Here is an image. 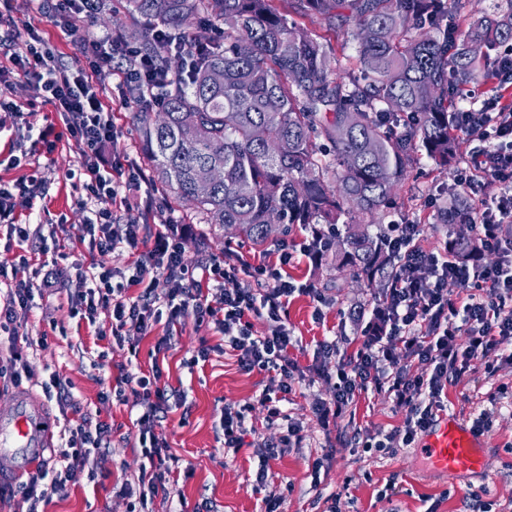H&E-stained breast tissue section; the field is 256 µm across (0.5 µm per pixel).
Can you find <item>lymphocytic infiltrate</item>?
Listing matches in <instances>:
<instances>
[{"instance_id":"1","label":"lymphocytic infiltrate","mask_w":512,"mask_h":512,"mask_svg":"<svg viewBox=\"0 0 512 512\" xmlns=\"http://www.w3.org/2000/svg\"><path fill=\"white\" fill-rule=\"evenodd\" d=\"M18 2L0 0V35L8 44L7 52L0 55V109L20 112L15 94L16 82L22 79L34 87L42 105L57 112L81 158L82 188L89 205L80 227L81 238L98 251L121 248L133 257L126 270L99 265L79 271L82 289L72 299L69 315L92 326L99 311H110L113 346L133 355L155 324L165 322L168 329L150 352L148 371L124 368L115 378V392L133 397L140 448L137 480L122 485V496L136 499L144 508L167 491L166 476L174 455L159 429L171 410V400L179 398L180 392L160 386L163 371L159 357L172 347L171 329L182 327L186 319L217 326L236 351L243 372L270 373L269 386L255 401L225 407L223 415L224 447L228 450L240 447L255 409H263L268 422L285 420L286 433L280 441L264 444L269 458L274 457L275 447L298 445L304 439L300 423L284 419L279 407L299 372H306L310 381L334 384L332 400L316 409L317 421L325 430L347 412L362 391L371 388L391 398L396 409L405 413L402 425L360 441L364 450L381 452L410 446L435 423L437 414L445 409L443 393L468 373L471 357L481 356L490 368L498 362L512 363V349L505 345L512 338V102L505 101L503 93L485 98L478 112L456 106L454 126L455 131L476 136L480 143L470 163L459 169L458 183L469 186L488 176L500 185L493 202L476 210L473 218L484 248L497 252V262L490 266L461 263L452 253L423 249L417 242L418 225H389L386 244L394 276L363 327L356 352L337 358L335 342L324 340L318 343L311 365L302 369L288 353L294 342L288 325L289 299L298 291L322 305L327 299L318 289L290 281L286 268L298 254L317 259L311 241L280 243L279 261L274 265L251 264L230 249L223 260L193 267L185 258V237L174 225H156L153 234L147 235L138 222L114 224L112 215L120 190H140L145 173L130 162L125 167V183L103 174L102 152L114 137L103 90L115 81L124 90L147 88L158 101L162 84L150 59L114 32L97 40L89 65L63 63L35 26L17 30L14 15ZM37 2L38 13L51 17L64 36L73 39L78 21L93 18L102 0ZM40 185L34 174L13 186L0 183V220H7V235L17 244L29 242L30 230L27 225L10 223L14 199H34ZM158 275L169 284L161 294L153 285ZM205 279L212 283L216 303H208L203 294L201 282ZM230 281L235 282V289H227ZM452 282L466 290L461 301L448 297L447 286ZM0 285L6 288L5 302L0 305V330L9 335L7 361L12 379L36 380L37 372L23 352L34 346L46 347L47 338L28 336L23 327L35 294L44 293L51 283L43 278L41 268L32 267L22 255L11 264H0ZM255 317L269 323L270 334H255L251 323ZM111 435L112 427L105 422L92 434L79 427L72 429L68 448L61 451L55 465L40 467L23 483L25 512H39L40 505L64 495L80 475L95 479Z\"/></svg>"}]
</instances>
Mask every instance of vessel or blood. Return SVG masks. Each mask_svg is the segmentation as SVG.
Returning a JSON list of instances; mask_svg holds the SVG:
<instances>
[{
	"label": "vessel or blood",
	"instance_id": "obj_1",
	"mask_svg": "<svg viewBox=\"0 0 512 512\" xmlns=\"http://www.w3.org/2000/svg\"><path fill=\"white\" fill-rule=\"evenodd\" d=\"M57 426L41 401L28 393H17L10 408L0 411V483L33 472L52 447ZM420 453L429 466L454 476L473 474L481 468L479 437L453 415L427 431Z\"/></svg>",
	"mask_w": 512,
	"mask_h": 512
}]
</instances>
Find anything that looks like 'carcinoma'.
<instances>
[{"mask_svg": "<svg viewBox=\"0 0 512 512\" xmlns=\"http://www.w3.org/2000/svg\"><path fill=\"white\" fill-rule=\"evenodd\" d=\"M467 0H128L138 47L164 83L156 107L133 90L156 182L194 208L198 224L264 246L298 224L325 241L329 268L387 282L377 218L419 153L446 167L457 153L458 87L504 69L491 51L512 42V0L465 32L448 19ZM354 45L335 49L302 21ZM224 25L215 48L185 71L198 40ZM223 173L210 191L197 184ZM465 199L440 212L461 228L448 241L465 262L484 258Z\"/></svg>", "mask_w": 512, "mask_h": 512, "instance_id": "carcinoma-1", "label": "carcinoma"}]
</instances>
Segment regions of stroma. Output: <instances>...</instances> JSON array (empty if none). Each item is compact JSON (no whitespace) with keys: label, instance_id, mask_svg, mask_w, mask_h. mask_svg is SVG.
I'll return each mask as SVG.
<instances>
[{"label":"stroma","instance_id":"35a3bbf8","mask_svg":"<svg viewBox=\"0 0 512 512\" xmlns=\"http://www.w3.org/2000/svg\"><path fill=\"white\" fill-rule=\"evenodd\" d=\"M19 29L36 25L41 35L60 52L63 60L85 59L92 53L94 40L109 32V25L95 20L80 24L74 41L60 39L49 19L39 17L36 9L21 8L15 15ZM116 85L107 86L103 98L112 108L115 138L106 157L115 161L123 157H142L139 137L138 106L134 101H120ZM19 99L34 103V111L18 115L0 110V182L10 184L39 166L44 184L42 195L34 203L16 199L14 221L29 225L35 237L52 245L58 257L56 290L53 295L35 301L27 319L30 336L47 334L48 345L31 355L39 377L59 372L71 387L74 400L87 410L86 430L98 422L109 423L112 440L109 452L99 467L96 481L80 479L68 487L65 497L53 498L45 512H129V499L118 493L121 483L133 479L137 458L135 428L130 404L107 396V383L101 374L119 371L130 360L149 368V352L164 325H156L153 334L139 345L138 357L128 350L111 349L108 341L98 339L86 322L71 319L68 309L80 284L77 271L91 264L126 266L128 255L122 251L99 253L78 238V229L86 219V209L73 174L80 171V158L74 142L55 113L36 106L32 88L20 89ZM53 126L56 147L45 145L30 135V128ZM27 155L28 165L15 167L12 156ZM456 164L440 169L430 159H421L402 181L395 212L389 220L395 224L414 223L420 227L419 243L430 251H443L453 228L438 223L437 211L455 193ZM147 189L156 193L157 207L145 216L146 224L167 222L178 225L189 238L186 259L196 264L203 258H223L224 233L207 224L195 223L191 206L174 201L168 191L157 189L148 181ZM289 274L298 282L311 283L326 296L325 306L312 297L294 295L288 307V324L297 344L291 354L301 365L311 364L319 341H336L341 355H350L360 344L361 325L353 321L348 310L360 304L373 309L381 296L378 287L367 286L335 271L321 269L309 259L291 263ZM224 336L214 324H196L187 320L175 332L171 349L163 362V384L187 392L182 405L174 407L163 422L166 436L176 457L172 463L169 498H156L153 512H199L208 504L212 512H265L262 494L253 489L254 475L260 465L258 441L277 440L278 425L267 424L262 409L252 417L255 430L244 437L237 452L224 449V432L220 425L225 406L252 401L269 382L267 373L246 374L240 371L232 349L223 345ZM213 346L209 362L194 363L201 345ZM106 351L99 368H91L93 353ZM331 386L324 382L296 380L282 410L302 422L304 439L300 447L279 449L268 462L270 488L285 498L280 512H324L330 495L341 497L342 512H463L471 495L491 503L492 512H512V364L497 365L487 371L483 360H472L464 379L449 386L446 399L449 411L464 423H472L479 414H487L491 427L482 434L483 469L480 473L450 478L428 471L416 447L396 449L385 454L366 452L351 444L327 439L318 425L316 405L330 401ZM404 414L395 410L387 395L368 390L359 394L348 412L338 419L340 430L367 433L387 432L400 426ZM331 459L319 478H312L311 464L323 454ZM393 492H386L387 484Z\"/></svg>","mask_w":512,"mask_h":512}]
</instances>
